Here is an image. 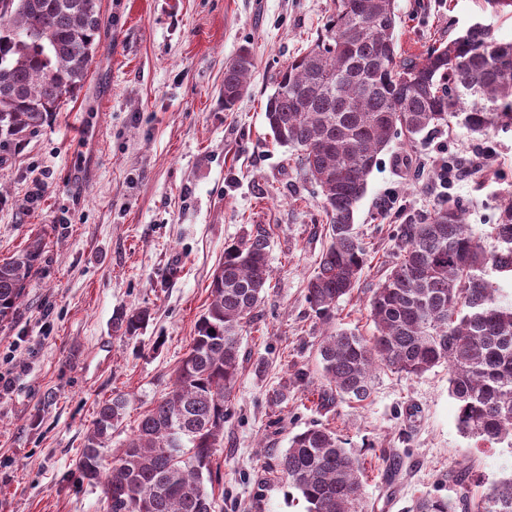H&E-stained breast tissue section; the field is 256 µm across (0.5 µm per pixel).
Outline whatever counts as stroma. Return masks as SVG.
I'll list each match as a JSON object with an SVG mask.
<instances>
[{
	"label": "stroma",
	"mask_w": 512,
	"mask_h": 512,
	"mask_svg": "<svg viewBox=\"0 0 512 512\" xmlns=\"http://www.w3.org/2000/svg\"><path fill=\"white\" fill-rule=\"evenodd\" d=\"M99 46L88 77L61 112L0 149V262L35 237L46 247L8 327L0 361L26 370L0 396V512H103L100 485L76 462L99 403L128 401L112 433L119 448L168 390L209 302L227 244L256 227L270 235L272 279L242 339L244 359L213 466L224 512H306L275 456L308 427H331L365 462L373 512H405L412 499L450 496V473L469 466L492 481L512 470V449L463 436L448 367L420 376L386 368L370 398L325 406L319 343L326 331L306 284L327 245L322 197L294 151L273 144L265 106L273 75L324 32L333 0H99ZM404 55L484 27L512 42V5L491 0H395ZM249 46L247 94L224 108V65ZM464 175L441 184L434 161ZM357 206L367 262L336 324L369 337L371 291L398 252L400 225L452 197L486 249L512 200V127L483 134L458 121L415 140L399 135L380 156ZM46 190L38 201L35 182ZM145 309L144 328L116 332L118 313ZM263 371H256V363ZM306 375L285 405L268 395Z\"/></svg>",
	"instance_id": "35a3bbf8"
}]
</instances>
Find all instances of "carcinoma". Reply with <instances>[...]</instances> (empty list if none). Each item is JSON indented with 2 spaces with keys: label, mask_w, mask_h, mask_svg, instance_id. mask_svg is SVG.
I'll list each match as a JSON object with an SVG mask.
<instances>
[{
  "label": "carcinoma",
  "mask_w": 512,
  "mask_h": 512,
  "mask_svg": "<svg viewBox=\"0 0 512 512\" xmlns=\"http://www.w3.org/2000/svg\"><path fill=\"white\" fill-rule=\"evenodd\" d=\"M394 0H333L319 37L273 76L265 112L273 140L298 160L323 197L328 243L308 279L316 319L336 320V305L356 287L366 253L355 229L357 204L379 155L399 130L415 136L464 115L472 132L512 123V43L481 27L432 45L418 57L398 51ZM98 0H0V137L36 131L82 88L97 48ZM252 50L224 65V109L248 92ZM400 253L368 302L376 335L333 328L319 346L328 399L363 402L378 366L419 376L448 364L456 425L468 436L512 448V301L485 278L512 272V203L493 224L499 249L486 253L450 200L416 224L399 226ZM267 230L224 248L169 391L123 446L109 452L127 399L99 404L77 463L102 485L103 512H216L213 457L224 447V422L241 360V337L270 282ZM34 239L0 263V323L14 319L44 252ZM149 317L116 318L133 336ZM305 385L296 372L269 394L275 405ZM276 466L307 512H365L363 463L336 431L312 426L295 434ZM456 498L426 494L405 512H512V475L477 496L470 471L455 475Z\"/></svg>",
  "instance_id": "1"
}]
</instances>
